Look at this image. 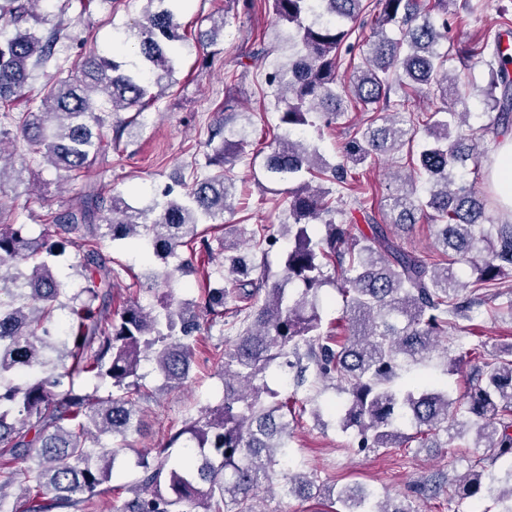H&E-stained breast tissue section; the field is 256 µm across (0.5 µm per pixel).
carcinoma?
<instances>
[{"mask_svg": "<svg viewBox=\"0 0 512 512\" xmlns=\"http://www.w3.org/2000/svg\"><path fill=\"white\" fill-rule=\"evenodd\" d=\"M42 0H0L15 33L0 38V187L25 182L47 165L58 177L85 176L112 167L126 129L155 103L175 72L177 45L185 40L167 0H146L141 18L108 58L90 53L67 69L59 48L72 40L60 21L40 34L21 25L39 22ZM276 21L288 26L294 56L288 68L265 72V83L283 104L282 133L263 157L266 179L288 199V250L283 254L288 290L269 284L268 254L276 243L258 224L244 238L222 237L223 285L198 259L213 248L199 226L233 209V179L224 166L242 154L246 140L225 136L229 119L214 123L208 174L193 176L178 198L137 208L120 194L101 195L94 182L65 210L47 218L35 235L19 216L0 207V457L13 467L0 473V512H92L116 464L134 448L144 426L139 402L146 397L140 373L153 363L170 385L189 377L202 323L229 315L245 327L222 352L224 400L188 416L154 453H137L140 476L127 487L120 512H258L263 490L312 497L314 482L293 457L294 430L329 388L346 395L326 409L339 426L357 432L362 450L438 447L472 434L481 450L470 468L453 477L434 475L423 484L448 503L489 498L495 512H512V345L474 356L464 393L432 374L408 373L437 351L448 330L456 339L482 314L496 316L507 298L512 312V223L488 222V200L477 181L465 180L467 162L478 170V147L489 132L512 126V57L500 49L512 31L504 11L495 32L466 48L440 52L448 37V0H271ZM374 13L377 30L363 33V15ZM394 30L391 37L387 30ZM134 41L129 61L124 44ZM478 59L489 71L486 105L493 126L475 127L471 113L449 104L460 95L461 76L448 61ZM55 74L38 92L34 112H9V103L32 92L38 69ZM421 89L444 105L404 127L410 95ZM103 95L95 105L92 97ZM136 109L134 115L123 113ZM366 113L365 128L345 138L342 160L328 163L306 138L320 114L330 125L345 112ZM423 129L428 141L386 198L385 224L369 219L370 233L336 222L344 200L357 209L358 169L412 145ZM422 181L424 196L414 184ZM327 182L336 189H325ZM111 217L99 223L104 202ZM429 209L437 252L423 256L389 237L385 225L405 227ZM126 244L143 259L173 271L196 273L199 299L157 296L154 307L130 301L112 310V288L123 267L102 243ZM74 249L71 268L81 286L68 292L51 260ZM187 249L189 255L181 253ZM330 267L336 280H330ZM150 272L140 287L153 290L162 275ZM333 283L343 303L345 335L322 331L320 292ZM481 293L463 298L460 290ZM234 307L227 308V302ZM295 371L291 393L256 384L272 366ZM110 386L104 397L81 383ZM307 392L299 397V391ZM321 407L311 413L320 417ZM409 426L412 433L403 432ZM186 455L171 461L172 448ZM325 512H413L374 490L344 487L318 491Z\"/></svg>", "mask_w": 512, "mask_h": 512, "instance_id": "cac0c4a2", "label": "carcinoma"}]
</instances>
